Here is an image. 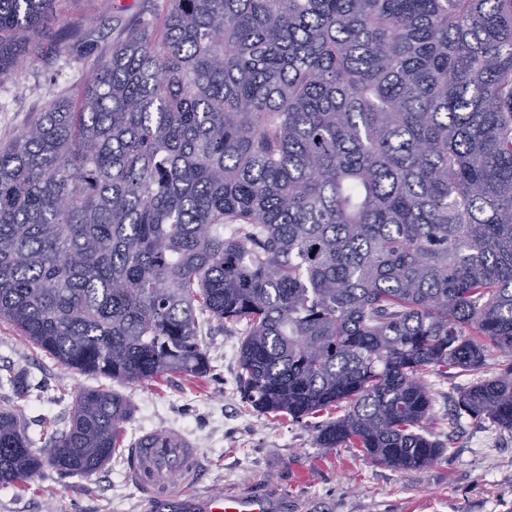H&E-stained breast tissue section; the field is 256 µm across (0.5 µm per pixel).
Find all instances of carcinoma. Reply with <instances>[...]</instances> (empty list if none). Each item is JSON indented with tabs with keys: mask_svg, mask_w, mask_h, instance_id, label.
Here are the masks:
<instances>
[{
	"mask_svg": "<svg viewBox=\"0 0 512 512\" xmlns=\"http://www.w3.org/2000/svg\"><path fill=\"white\" fill-rule=\"evenodd\" d=\"M81 94L0 147V322L80 373L211 370L242 327L261 414L400 470L447 451L426 375L512 433V0H151ZM57 0H0V75ZM127 399L91 389L0 483L102 469Z\"/></svg>",
	"mask_w": 512,
	"mask_h": 512,
	"instance_id": "1",
	"label": "carcinoma"
}]
</instances>
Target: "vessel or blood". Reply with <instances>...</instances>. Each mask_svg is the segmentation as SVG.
I'll list each match as a JSON object with an SVG mask.
<instances>
[{
	"label": "vessel or blood",
	"instance_id": "b4317fda",
	"mask_svg": "<svg viewBox=\"0 0 512 512\" xmlns=\"http://www.w3.org/2000/svg\"><path fill=\"white\" fill-rule=\"evenodd\" d=\"M203 456L185 433L169 429L141 433L127 457L124 479L150 506L183 507L200 481ZM203 512H274L263 495L216 492L205 497Z\"/></svg>",
	"mask_w": 512,
	"mask_h": 512
}]
</instances>
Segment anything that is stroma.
<instances>
[{"label": "stroma", "mask_w": 512, "mask_h": 512, "mask_svg": "<svg viewBox=\"0 0 512 512\" xmlns=\"http://www.w3.org/2000/svg\"><path fill=\"white\" fill-rule=\"evenodd\" d=\"M107 23H100L102 11ZM148 0H60L57 36L64 22L83 20L94 48L79 42L55 66L26 59L0 76V146L10 141L56 101L75 96L94 57L108 55L121 28L149 16ZM201 340L209 376L173 373L156 383L126 384L82 374L33 349L8 323H0V410L14 407L6 376L26 372L29 393L21 422L39 437L42 422L65 429L76 395L86 388L116 392L132 408L127 442L141 431L176 428L196 441L205 476L196 491L205 497L222 489L272 498L276 512H512V433L490 421L456 415L460 391L470 374H429L434 438L447 451L431 465L400 471L356 456L350 448H320L312 422H293L253 411L239 384L238 327H207ZM0 512H150L124 481V460L114 457L89 475L62 473L44 465L26 487L0 485Z\"/></svg>", "instance_id": "35a3bbf8"}]
</instances>
